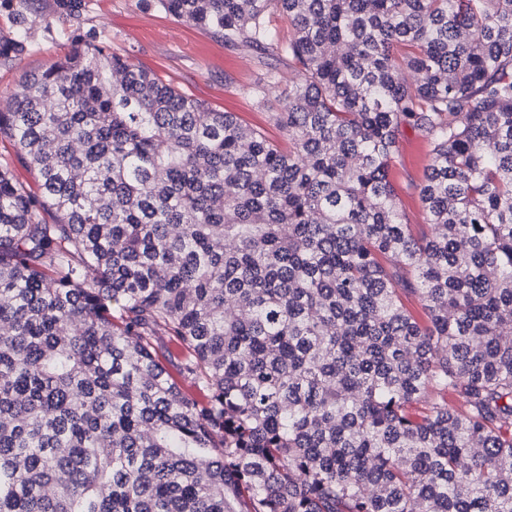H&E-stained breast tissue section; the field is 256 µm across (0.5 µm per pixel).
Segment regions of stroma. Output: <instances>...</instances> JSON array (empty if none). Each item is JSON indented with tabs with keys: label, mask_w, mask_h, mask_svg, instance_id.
<instances>
[{
	"label": "stroma",
	"mask_w": 512,
	"mask_h": 512,
	"mask_svg": "<svg viewBox=\"0 0 512 512\" xmlns=\"http://www.w3.org/2000/svg\"><path fill=\"white\" fill-rule=\"evenodd\" d=\"M81 34L95 33L111 52L124 55L147 67L190 97L214 109L235 113L252 126L265 129L271 139H279L270 126L268 114L279 106L287 89L280 82L269 89L265 101H257L253 87L264 84L267 67L251 53L233 50L202 29L165 13L144 7L140 0H86ZM53 0H37V22L29 53L12 66L0 65V112L5 111L23 74L49 67L67 52L70 41L45 30L51 18ZM429 145L418 132L404 130L399 143V171L393 178L396 201L412 224L423 221L421 202L408 183L419 180L427 162Z\"/></svg>",
	"instance_id": "obj_1"
}]
</instances>
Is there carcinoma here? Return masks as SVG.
<instances>
[{
	"instance_id": "cac0c4a2",
	"label": "carcinoma",
	"mask_w": 512,
	"mask_h": 512,
	"mask_svg": "<svg viewBox=\"0 0 512 512\" xmlns=\"http://www.w3.org/2000/svg\"><path fill=\"white\" fill-rule=\"evenodd\" d=\"M141 2L286 62L281 140L94 35L25 74L0 512H512V0ZM30 3L0 0V65ZM429 145L427 140L418 132L405 129L399 143V171L393 178L396 201L399 207L405 211L415 224L414 230L427 226L418 225L423 223V213L418 193L409 188L410 179L418 182L422 177L423 168L427 163Z\"/></svg>"
}]
</instances>
